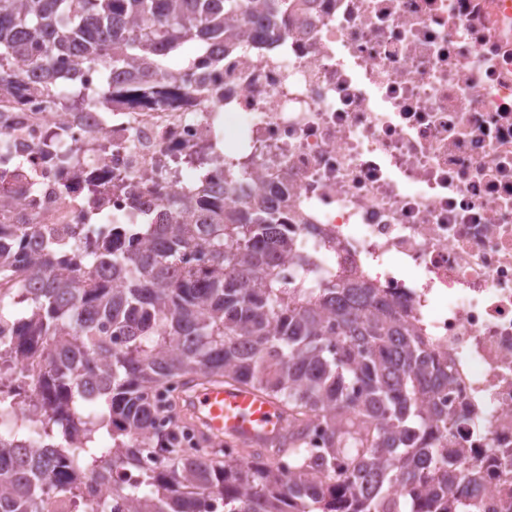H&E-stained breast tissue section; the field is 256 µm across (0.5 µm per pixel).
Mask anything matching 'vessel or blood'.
<instances>
[{"instance_id": "b4317fda", "label": "vessel or blood", "mask_w": 512, "mask_h": 512, "mask_svg": "<svg viewBox=\"0 0 512 512\" xmlns=\"http://www.w3.org/2000/svg\"><path fill=\"white\" fill-rule=\"evenodd\" d=\"M183 398L188 418L210 443L228 440L259 448L279 439L286 429L279 406L244 386L193 384Z\"/></svg>"}]
</instances>
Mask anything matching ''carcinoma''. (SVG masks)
Wrapping results in <instances>:
<instances>
[{"mask_svg":"<svg viewBox=\"0 0 512 512\" xmlns=\"http://www.w3.org/2000/svg\"><path fill=\"white\" fill-rule=\"evenodd\" d=\"M290 0H0V90L59 58L105 69L175 71L166 61L210 39L237 47L230 19L262 10L283 26ZM155 86L120 93L142 104ZM60 88L65 103L107 102ZM116 244L82 226L0 223V374L19 349L44 371L35 390L0 388V512H41L48 496L80 498L96 475L131 512H462L451 494L454 451L428 447L448 421L425 399L448 386L413 328L363 279L286 287L282 258L295 250L288 217L258 200L243 208L186 198L173 224L135 225ZM197 254L193 267L186 257ZM21 309L17 317L13 310ZM245 385L288 420L278 446L241 448L233 464L207 449L186 456L157 425L159 388ZM321 429L312 448V428ZM118 468L136 473L129 483Z\"/></svg>","mask_w":512,"mask_h":512,"instance_id":"obj_1","label":"carcinoma"}]
</instances>
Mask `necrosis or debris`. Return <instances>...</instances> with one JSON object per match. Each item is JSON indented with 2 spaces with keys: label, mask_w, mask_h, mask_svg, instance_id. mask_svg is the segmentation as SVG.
<instances>
[{
  "label": "necrosis or debris",
  "mask_w": 512,
  "mask_h": 512,
  "mask_svg": "<svg viewBox=\"0 0 512 512\" xmlns=\"http://www.w3.org/2000/svg\"><path fill=\"white\" fill-rule=\"evenodd\" d=\"M240 40L174 72L171 105L1 93L7 171L39 180L0 222L104 216L123 238L189 192L262 196L317 277L370 280L447 363L458 497L512 512V0H296L286 30L260 13ZM55 137L73 164L45 154Z\"/></svg>",
  "instance_id": "necrosis-or-debris-1"
}]
</instances>
